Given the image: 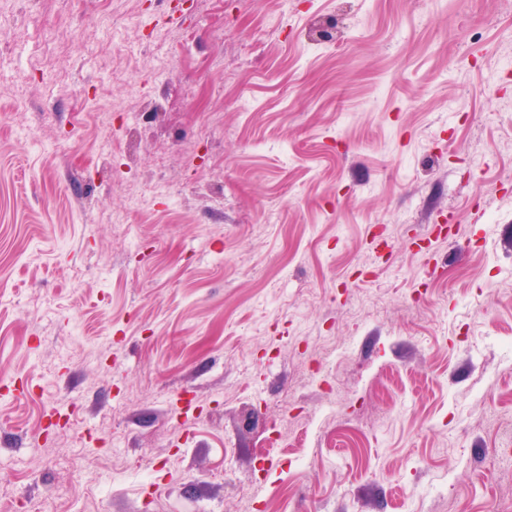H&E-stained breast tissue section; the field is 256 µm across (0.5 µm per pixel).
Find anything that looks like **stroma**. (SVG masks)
Listing matches in <instances>:
<instances>
[{
	"instance_id": "1",
	"label": "stroma",
	"mask_w": 512,
	"mask_h": 512,
	"mask_svg": "<svg viewBox=\"0 0 512 512\" xmlns=\"http://www.w3.org/2000/svg\"><path fill=\"white\" fill-rule=\"evenodd\" d=\"M507 427L512 0H0V512H512Z\"/></svg>"
}]
</instances>
